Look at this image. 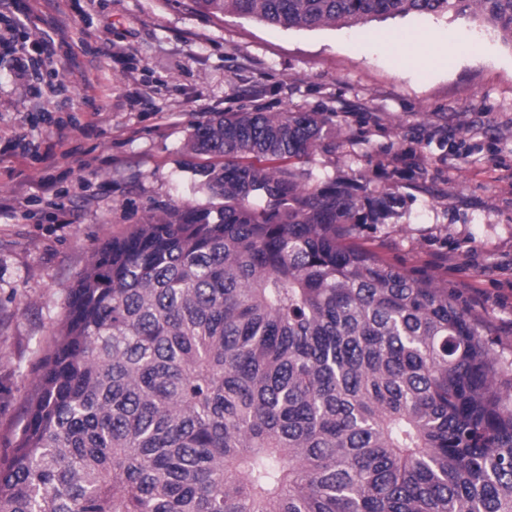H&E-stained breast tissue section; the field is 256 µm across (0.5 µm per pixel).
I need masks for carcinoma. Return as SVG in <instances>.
Returning <instances> with one entry per match:
<instances>
[{"mask_svg":"<svg viewBox=\"0 0 512 512\" xmlns=\"http://www.w3.org/2000/svg\"><path fill=\"white\" fill-rule=\"evenodd\" d=\"M284 28L453 9L512 44V0H191ZM322 112H214L205 205L147 214L68 289L0 512H512V386L448 288L351 243L400 201L297 162Z\"/></svg>","mask_w":512,"mask_h":512,"instance_id":"obj_1","label":"carcinoma"}]
</instances>
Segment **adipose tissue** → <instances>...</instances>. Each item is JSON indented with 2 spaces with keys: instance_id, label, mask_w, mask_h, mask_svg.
Instances as JSON below:
<instances>
[{
  "instance_id": "adipose-tissue-1",
  "label": "adipose tissue",
  "mask_w": 512,
  "mask_h": 512,
  "mask_svg": "<svg viewBox=\"0 0 512 512\" xmlns=\"http://www.w3.org/2000/svg\"><path fill=\"white\" fill-rule=\"evenodd\" d=\"M375 42L393 62L402 66L419 64L427 68L454 65L462 46L461 41L437 31L404 35L384 31L376 36Z\"/></svg>"
}]
</instances>
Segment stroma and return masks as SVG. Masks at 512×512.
<instances>
[{"instance_id":"1","label":"stroma","mask_w":512,"mask_h":512,"mask_svg":"<svg viewBox=\"0 0 512 512\" xmlns=\"http://www.w3.org/2000/svg\"><path fill=\"white\" fill-rule=\"evenodd\" d=\"M0 18V457L70 285L108 236L152 210L203 205L185 143L214 112L326 113L336 146L302 163L403 201L353 240L456 294L512 362V47L470 15L279 28L190 0H82L65 42L44 0ZM439 30L472 42L452 69L397 66L369 31Z\"/></svg>"}]
</instances>
